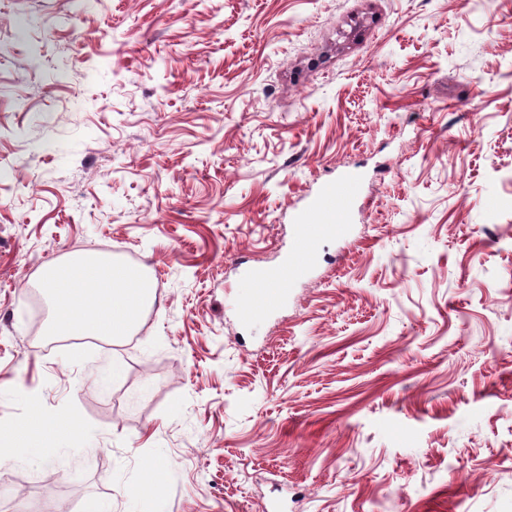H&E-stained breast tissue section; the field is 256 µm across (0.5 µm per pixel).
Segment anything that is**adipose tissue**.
Masks as SVG:
<instances>
[{"label": "adipose tissue", "instance_id": "ef3b65f1", "mask_svg": "<svg viewBox=\"0 0 512 512\" xmlns=\"http://www.w3.org/2000/svg\"><path fill=\"white\" fill-rule=\"evenodd\" d=\"M41 285L53 304L49 332L54 336H101L117 340L137 327L140 315L153 298L144 273L124 264L83 258L47 267ZM66 416L46 420L39 416L0 427V459L13 449L41 448L46 433L76 432Z\"/></svg>", "mask_w": 512, "mask_h": 512}]
</instances>
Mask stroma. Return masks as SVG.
Wrapping results in <instances>:
<instances>
[{
    "label": "stroma",
    "instance_id": "1",
    "mask_svg": "<svg viewBox=\"0 0 512 512\" xmlns=\"http://www.w3.org/2000/svg\"><path fill=\"white\" fill-rule=\"evenodd\" d=\"M87 254L149 276L131 336L31 303ZM35 409L78 432L0 512H512V0H0V425ZM356 181V176L346 175L326 184L296 214L297 237L294 246L280 267L259 274L264 285L262 297L242 309V319L256 320L267 316L282 300V288L309 273L315 261V244L325 237L346 234V225L340 224L344 219L341 206L350 198Z\"/></svg>",
    "mask_w": 512,
    "mask_h": 512
}]
</instances>
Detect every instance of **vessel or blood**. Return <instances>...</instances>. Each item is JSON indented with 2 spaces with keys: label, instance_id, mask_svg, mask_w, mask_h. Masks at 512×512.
I'll return each mask as SVG.
<instances>
[{
  "label": "vessel or blood",
  "instance_id": "vessel-or-blood-1",
  "mask_svg": "<svg viewBox=\"0 0 512 512\" xmlns=\"http://www.w3.org/2000/svg\"><path fill=\"white\" fill-rule=\"evenodd\" d=\"M356 181V176L346 175L326 184L296 214L297 237L294 246L280 267L260 273L262 296L242 309V319L256 320L267 316L279 305L283 288L309 273L315 261V244L326 237L345 235L341 206L350 198Z\"/></svg>",
  "mask_w": 512,
  "mask_h": 512
}]
</instances>
